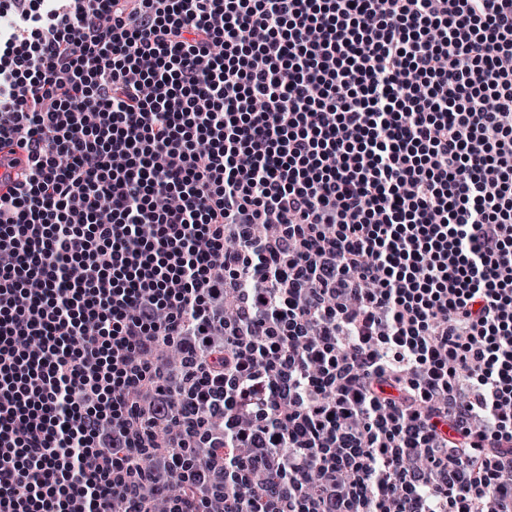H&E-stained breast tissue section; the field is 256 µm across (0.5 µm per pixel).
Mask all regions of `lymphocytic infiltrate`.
<instances>
[{
    "mask_svg": "<svg viewBox=\"0 0 512 512\" xmlns=\"http://www.w3.org/2000/svg\"><path fill=\"white\" fill-rule=\"evenodd\" d=\"M0 13V512H512V0Z\"/></svg>",
    "mask_w": 512,
    "mask_h": 512,
    "instance_id": "lymphocytic-infiltrate-1",
    "label": "lymphocytic infiltrate"
}]
</instances>
